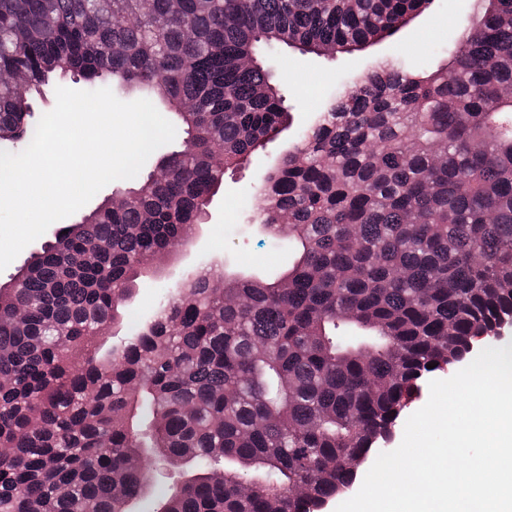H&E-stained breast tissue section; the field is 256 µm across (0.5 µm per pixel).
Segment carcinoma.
Listing matches in <instances>:
<instances>
[{
	"mask_svg": "<svg viewBox=\"0 0 512 512\" xmlns=\"http://www.w3.org/2000/svg\"><path fill=\"white\" fill-rule=\"evenodd\" d=\"M430 2L0 0V70L33 76L0 85V148L32 141L30 96L69 72L155 94L184 133L170 178L104 200L0 288V512H132L176 465L154 512H320L428 376L512 321V0H479L450 69L372 67L263 173L288 268L226 270L221 295L208 270L121 348L95 343L225 169L290 120L245 58L351 54Z\"/></svg>",
	"mask_w": 512,
	"mask_h": 512,
	"instance_id": "1",
	"label": "carcinoma"
}]
</instances>
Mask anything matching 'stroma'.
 Returning <instances> with one entry per match:
<instances>
[{
    "label": "stroma",
    "mask_w": 512,
    "mask_h": 512,
    "mask_svg": "<svg viewBox=\"0 0 512 512\" xmlns=\"http://www.w3.org/2000/svg\"><path fill=\"white\" fill-rule=\"evenodd\" d=\"M466 14L456 12L450 0H432L430 7L393 37L354 54L319 56L281 46L268 58L272 75L285 98L294 123L319 109L334 89L386 60L433 72L448 62L444 47L461 31ZM259 175L256 159L224 172V185L210 206L213 220L204 222L207 241L216 242V255L232 254L231 267L245 273H273L287 265V248H276L264 238L253 219L257 215L252 190Z\"/></svg>",
    "instance_id": "1"
}]
</instances>
